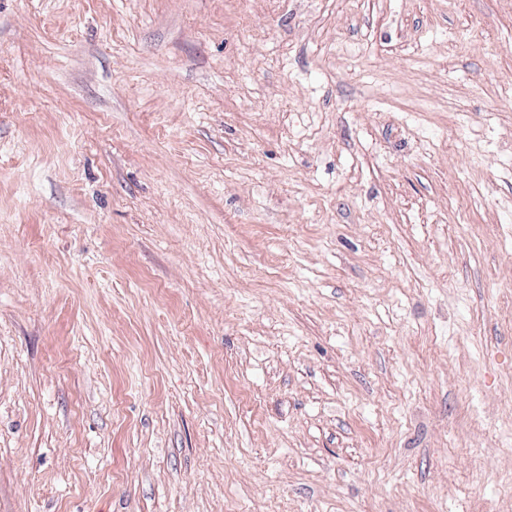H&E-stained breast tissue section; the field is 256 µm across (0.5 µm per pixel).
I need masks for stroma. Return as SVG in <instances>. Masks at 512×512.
Masks as SVG:
<instances>
[{
	"instance_id": "1",
	"label": "stroma",
	"mask_w": 512,
	"mask_h": 512,
	"mask_svg": "<svg viewBox=\"0 0 512 512\" xmlns=\"http://www.w3.org/2000/svg\"><path fill=\"white\" fill-rule=\"evenodd\" d=\"M0 512H512V0H0Z\"/></svg>"
}]
</instances>
